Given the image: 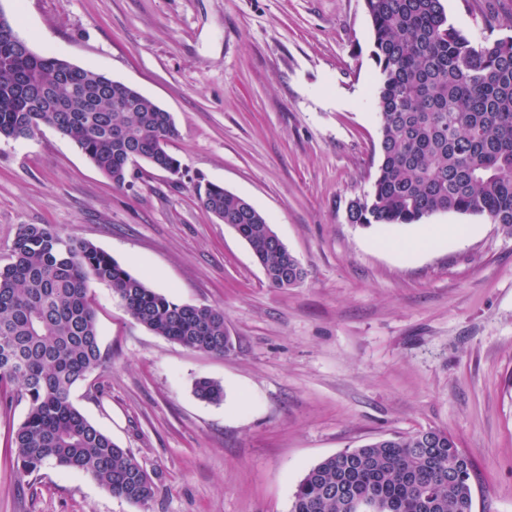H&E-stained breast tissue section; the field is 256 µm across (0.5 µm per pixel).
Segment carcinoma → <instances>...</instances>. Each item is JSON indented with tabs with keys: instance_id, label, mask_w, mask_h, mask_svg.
Instances as JSON below:
<instances>
[{
	"instance_id": "obj_1",
	"label": "carcinoma",
	"mask_w": 512,
	"mask_h": 512,
	"mask_svg": "<svg viewBox=\"0 0 512 512\" xmlns=\"http://www.w3.org/2000/svg\"><path fill=\"white\" fill-rule=\"evenodd\" d=\"M377 74L380 163L347 207L363 227L419 224L440 212L476 214L512 236V36L476 43L448 20L444 0H364ZM74 142L117 188L130 184L132 153L180 173L168 151L176 125L136 89L50 54L18 47L0 29V138L41 126ZM196 199L249 246L270 286L294 288L306 272L250 202L207 183ZM111 289L153 333L194 351L233 350L224 309L177 303L93 243L51 224H22L0 264V403L24 400L13 432L20 483L46 465L93 476L112 496L146 507L149 473L71 401L102 367L90 283ZM219 402L220 383L194 382ZM472 460L445 431L426 430L347 448L311 467L290 512H472Z\"/></svg>"
}]
</instances>
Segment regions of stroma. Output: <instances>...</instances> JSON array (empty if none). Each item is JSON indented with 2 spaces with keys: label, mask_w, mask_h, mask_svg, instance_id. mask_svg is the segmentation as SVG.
<instances>
[{
  "label": "stroma",
  "mask_w": 512,
  "mask_h": 512,
  "mask_svg": "<svg viewBox=\"0 0 512 512\" xmlns=\"http://www.w3.org/2000/svg\"><path fill=\"white\" fill-rule=\"evenodd\" d=\"M472 39L512 35V0H444ZM38 53L107 74L171 112L178 177L118 189L44 126L0 139V257L20 225L92 242L180 304L223 308L235 348L190 350L94 282L104 363L74 405L150 473L148 507L44 467L19 486L0 405V512H290L296 486L347 448L447 431L474 462L472 512H512V237L479 215L362 228L347 205L380 161L363 0H0ZM223 185L306 271L270 287L250 248L199 207ZM464 228L444 244L436 228ZM219 382V403L193 383ZM101 394H93L94 386Z\"/></svg>",
  "instance_id": "35a3bbf8"
}]
</instances>
